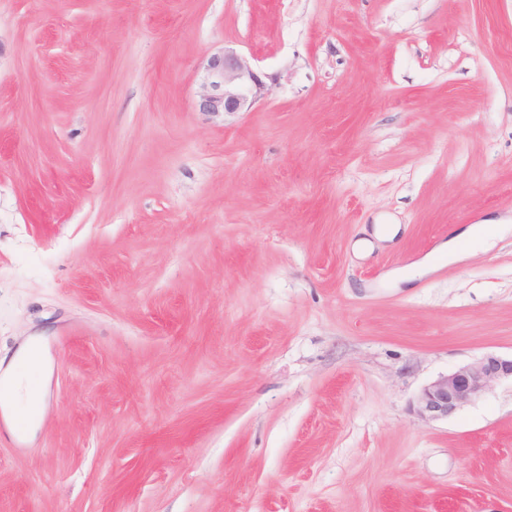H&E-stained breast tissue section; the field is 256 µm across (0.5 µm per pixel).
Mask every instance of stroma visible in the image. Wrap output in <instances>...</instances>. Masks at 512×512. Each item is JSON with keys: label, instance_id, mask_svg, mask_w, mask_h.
<instances>
[{"label": "stroma", "instance_id": "35a3bbf8", "mask_svg": "<svg viewBox=\"0 0 512 512\" xmlns=\"http://www.w3.org/2000/svg\"><path fill=\"white\" fill-rule=\"evenodd\" d=\"M225 47L276 82L196 111ZM489 220L512 0H0V372L44 355L0 512H512V383L412 408L512 353ZM508 380L512 383V353L488 352L424 386L413 408L425 421L448 419L494 383Z\"/></svg>", "mask_w": 512, "mask_h": 512}]
</instances>
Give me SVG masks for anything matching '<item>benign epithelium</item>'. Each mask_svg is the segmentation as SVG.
Returning <instances> with one entry per match:
<instances>
[{"label": "benign epithelium", "instance_id": "7a95c632", "mask_svg": "<svg viewBox=\"0 0 512 512\" xmlns=\"http://www.w3.org/2000/svg\"><path fill=\"white\" fill-rule=\"evenodd\" d=\"M265 78L243 55L226 49L214 53L201 67L195 107L214 115L247 112L267 94ZM508 380L512 381V355L488 352L424 386L414 411L425 421L443 420L493 384Z\"/></svg>", "mask_w": 512, "mask_h": 512}]
</instances>
